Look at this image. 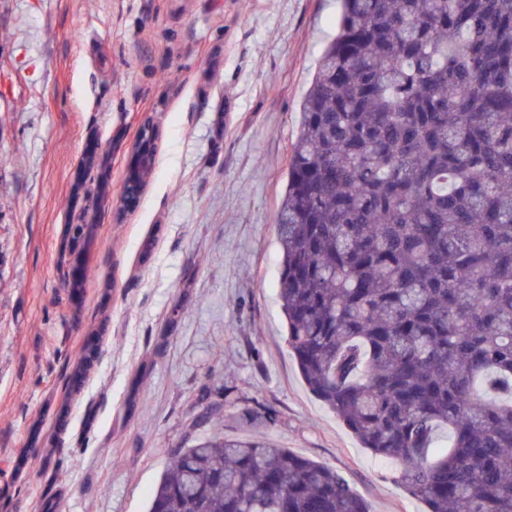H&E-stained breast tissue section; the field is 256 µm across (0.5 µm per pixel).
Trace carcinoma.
<instances>
[{
    "mask_svg": "<svg viewBox=\"0 0 512 512\" xmlns=\"http://www.w3.org/2000/svg\"><path fill=\"white\" fill-rule=\"evenodd\" d=\"M340 3L275 216L288 347L429 512H512V0ZM148 512L371 506L217 427L172 454Z\"/></svg>",
    "mask_w": 512,
    "mask_h": 512,
    "instance_id": "cac0c4a2",
    "label": "carcinoma"
}]
</instances>
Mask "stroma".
Here are the masks:
<instances>
[{"mask_svg":"<svg viewBox=\"0 0 512 512\" xmlns=\"http://www.w3.org/2000/svg\"><path fill=\"white\" fill-rule=\"evenodd\" d=\"M337 0H0V506L146 512L220 427L336 469L374 512H428L308 389L278 300L275 214ZM157 130L137 208L120 197ZM94 223L91 274L63 277ZM155 137L156 130L150 123H144L140 129V133L134 144L129 150V160L126 168V174L124 182L133 191H130L125 198L122 199L121 209L122 212L119 216L124 215L130 211H133L139 201L136 193L140 190V185L145 181L146 169L151 161V158L155 155Z\"/></svg>","mask_w":512,"mask_h":512,"instance_id":"stroma-1","label":"stroma"}]
</instances>
